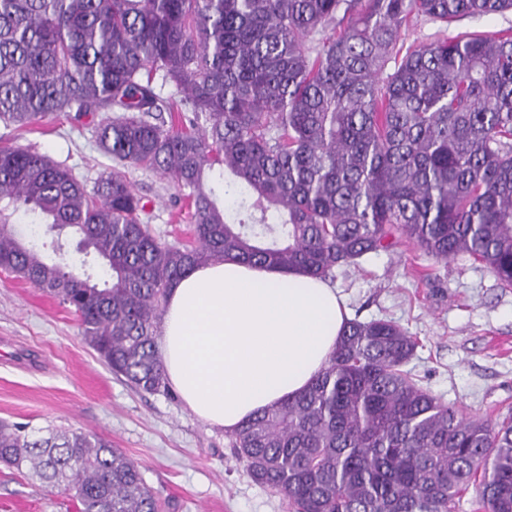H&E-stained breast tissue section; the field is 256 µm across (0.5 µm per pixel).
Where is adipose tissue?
I'll return each mask as SVG.
<instances>
[{"label": "adipose tissue", "instance_id": "obj_1", "mask_svg": "<svg viewBox=\"0 0 512 512\" xmlns=\"http://www.w3.org/2000/svg\"><path fill=\"white\" fill-rule=\"evenodd\" d=\"M346 317L328 281L211 263L171 288L157 348L183 404L231 432L303 391L328 362Z\"/></svg>", "mask_w": 512, "mask_h": 512}]
</instances>
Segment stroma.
<instances>
[{"label":"stroma","mask_w":512,"mask_h":512,"mask_svg":"<svg viewBox=\"0 0 512 512\" xmlns=\"http://www.w3.org/2000/svg\"><path fill=\"white\" fill-rule=\"evenodd\" d=\"M508 30L512 11L451 24L422 18L402 39ZM103 118L61 115L23 130L0 125V139L66 164L91 187L113 166L94 136ZM128 176L148 203L151 231L169 243L190 239L191 225L173 206V182L145 170ZM332 285L349 315L386 317L418 337L409 367L442 401L479 414L512 410V288L483 264L466 255L438 261L402 241L359 268L337 270ZM0 421L33 433L54 428L104 436L141 465L161 494V512H289L281 496L251 480L223 428L199 420L176 393L140 392L114 376L84 342L70 310L2 270ZM0 512L79 509L27 471L0 464Z\"/></svg>","instance_id":"35a3bbf8"}]
</instances>
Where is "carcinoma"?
<instances>
[{
    "instance_id": "1",
    "label": "carcinoma",
    "mask_w": 512,
    "mask_h": 512,
    "mask_svg": "<svg viewBox=\"0 0 512 512\" xmlns=\"http://www.w3.org/2000/svg\"><path fill=\"white\" fill-rule=\"evenodd\" d=\"M512 0H0V123L61 113L96 128L119 168L87 189L69 167L0 146V269L58 299L112 374L166 393L158 328L173 283L239 261L326 281L413 243L468 255L512 287V35L400 45L419 17ZM172 87L168 97L161 91ZM177 186L192 240L145 222L127 170ZM234 198L230 214L220 198ZM46 226L38 245L9 227ZM105 264L48 263L66 229ZM419 339L385 318L345 321L300 394L229 435L290 512H512V412L446 404L407 369ZM0 462L80 512H159L141 466L104 437L0 422Z\"/></svg>"
}]
</instances>
